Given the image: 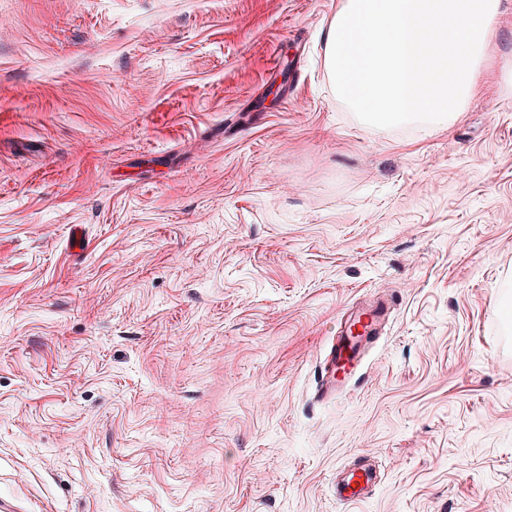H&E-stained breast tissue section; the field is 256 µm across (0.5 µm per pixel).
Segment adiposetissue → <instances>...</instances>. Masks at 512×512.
<instances>
[{
    "instance_id": "obj_1",
    "label": "adipose tissue",
    "mask_w": 512,
    "mask_h": 512,
    "mask_svg": "<svg viewBox=\"0 0 512 512\" xmlns=\"http://www.w3.org/2000/svg\"><path fill=\"white\" fill-rule=\"evenodd\" d=\"M503 13V0H339L328 74L366 125L447 129L490 63Z\"/></svg>"
}]
</instances>
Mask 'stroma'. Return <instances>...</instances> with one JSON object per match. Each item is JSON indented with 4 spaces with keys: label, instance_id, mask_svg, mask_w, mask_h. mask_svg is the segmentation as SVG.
<instances>
[{
    "label": "stroma",
    "instance_id": "stroma-1",
    "mask_svg": "<svg viewBox=\"0 0 512 512\" xmlns=\"http://www.w3.org/2000/svg\"><path fill=\"white\" fill-rule=\"evenodd\" d=\"M338 3L0 0L9 512H512V11L431 132L338 98ZM389 308V302L381 301L366 310L351 313L345 319L340 335L329 343L321 368L318 397L336 395L344 389L348 379L360 370L364 352L378 335ZM375 482L376 477L372 470L365 465H358L350 469V472L336 484V498L340 502L366 499Z\"/></svg>",
    "mask_w": 512,
    "mask_h": 512
}]
</instances>
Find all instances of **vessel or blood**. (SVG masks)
I'll use <instances>...</instances> for the list:
<instances>
[{"instance_id":"vessel-or-blood-1","label":"vessel or blood","mask_w":512,"mask_h":512,"mask_svg":"<svg viewBox=\"0 0 512 512\" xmlns=\"http://www.w3.org/2000/svg\"><path fill=\"white\" fill-rule=\"evenodd\" d=\"M390 308L382 301L368 309L350 314L343 329L327 350L321 370L318 397H330L342 391L349 378L361 368L364 352L379 333V327ZM376 482L372 470L365 465L352 468L336 485V497L342 502L366 499Z\"/></svg>"}]
</instances>
